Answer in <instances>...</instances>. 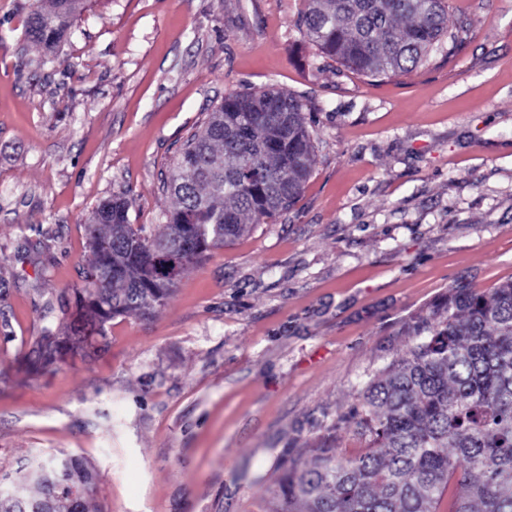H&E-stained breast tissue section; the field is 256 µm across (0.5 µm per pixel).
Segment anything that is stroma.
I'll return each mask as SVG.
<instances>
[{
    "mask_svg": "<svg viewBox=\"0 0 512 512\" xmlns=\"http://www.w3.org/2000/svg\"><path fill=\"white\" fill-rule=\"evenodd\" d=\"M35 2L0 0V477L63 449L97 473L93 512H264L287 452L364 450L327 425L451 285L512 280V0H448L458 51L375 79L321 58L301 0H85L44 69ZM269 87L315 120L295 206L30 372L74 308L92 209L121 196L164 223L188 136Z\"/></svg>",
    "mask_w": 512,
    "mask_h": 512,
    "instance_id": "obj_1",
    "label": "stroma"
}]
</instances>
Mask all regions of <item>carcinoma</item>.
<instances>
[{"label": "carcinoma", "instance_id": "carcinoma-1", "mask_svg": "<svg viewBox=\"0 0 512 512\" xmlns=\"http://www.w3.org/2000/svg\"><path fill=\"white\" fill-rule=\"evenodd\" d=\"M82 0L34 5L25 36L55 60ZM299 30L322 57L370 77L406 75L433 51L453 53L447 0H303ZM314 161L304 104L273 87L235 92L180 150L167 190L175 206L158 225L129 223L115 196L88 218L89 256L75 309L28 350L39 369L96 349L106 324L165 307L181 276L209 252L291 208ZM407 354L369 379L356 426L364 453L344 458L322 444L279 465L265 512H512V281L483 292L458 283L410 327ZM16 480L18 499L54 492L50 512H90L71 499L97 474L65 451Z\"/></svg>", "mask_w": 512, "mask_h": 512}]
</instances>
